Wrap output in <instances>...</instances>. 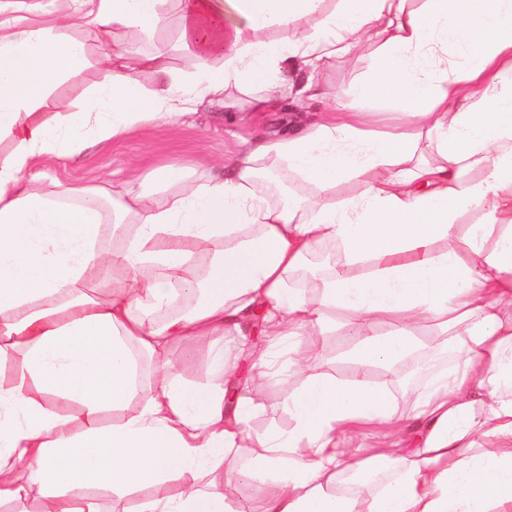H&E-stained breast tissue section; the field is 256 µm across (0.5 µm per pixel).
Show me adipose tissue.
<instances>
[{
  "label": "adipose tissue",
  "mask_w": 512,
  "mask_h": 512,
  "mask_svg": "<svg viewBox=\"0 0 512 512\" xmlns=\"http://www.w3.org/2000/svg\"><path fill=\"white\" fill-rule=\"evenodd\" d=\"M82 2L56 27L0 29V136L11 143L0 154V361L16 365L0 383V505L32 499L40 512H100L68 490L176 475L181 491L139 512H232L226 488L238 481L266 486L259 512H512V92L485 81L512 71V0H423L416 9L342 0L329 14L325 0H177L181 38L199 64L183 86L165 54L109 48L122 27L153 36L166 0ZM314 14L324 17L319 38L286 46L257 37ZM83 24L108 48L112 81L46 116V90L86 61V43L66 33ZM372 26V74L350 92L360 110L315 86L313 96L332 103L328 119L258 142L228 175L197 183L168 168L179 190L163 199L127 181L122 207L133 221L111 253L101 250L111 224L104 194L32 173L38 160L74 158L161 120L188 95H222L240 73L266 84L316 70L361 49ZM452 40L465 54L453 75ZM218 54L220 73L205 65ZM140 71L154 76L152 91L141 89ZM375 104L403 110V130L376 136ZM273 156L315 187L310 199L269 201L258 177ZM346 182L361 192L337 198ZM469 209L484 222L461 227ZM324 243L338 245L341 259L310 299L287 281ZM208 247L215 266L193 268ZM93 286L110 289V300L89 297ZM177 296L190 311H172ZM340 311L358 338L347 381L315 371L313 335ZM421 323L447 335L459 359L418 400L414 448L337 447V432L399 424L392 394L369 376L421 350ZM257 330L292 345L288 372L299 384L282 406L288 431H248L249 385L228 410L224 385L237 369L221 349L211 387L178 384L162 366L139 384L132 346L158 357L199 332ZM135 399V415L102 425L104 411ZM244 445L246 468L223 465Z\"/></svg>",
  "instance_id": "1"
}]
</instances>
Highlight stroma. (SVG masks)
I'll return each instance as SVG.
<instances>
[{"mask_svg":"<svg viewBox=\"0 0 512 512\" xmlns=\"http://www.w3.org/2000/svg\"><path fill=\"white\" fill-rule=\"evenodd\" d=\"M165 11L167 22L152 39H143L133 27L116 30L117 43L133 53L161 52L168 56L176 81H188L193 72L192 53L180 40V14L176 0H168ZM72 35L84 40L89 47L85 65L50 87L45 112L62 111L64 105L83 100L89 89L105 83L110 71L103 60V50L95 40L91 28L75 27ZM379 46L370 40L362 50L336 59L316 72H298L296 85L312 81L326 88L347 90L368 77L370 58ZM261 87L240 80L230 84L223 97L208 96L184 104L181 113L164 120L139 126L123 137L103 143L73 160H58L36 165L42 183L54 180L80 186L97 187L107 183L120 185L130 177H137L142 188L155 196L175 194L176 186L164 182L162 171L169 166L182 168L189 179L201 181L222 174L224 165L249 150L257 141L276 140L307 129L314 121L326 117L328 110L307 95L285 93L272 99L262 111L252 106ZM430 345L421 353L425 364L422 373L409 376L408 364L395 371H375L370 380L387 386L397 399V411L402 417L413 414L416 399L427 381L447 370L455 360L452 346L442 341L428 326L417 329ZM321 350L319 371L339 380H348L353 367L347 352L353 346V337L347 336L343 326L324 332L318 338ZM215 339L211 336H191L172 344L163 362L170 367L177 380L193 388H205L216 382L218 375L212 366ZM293 386L284 376L267 377L260 381L255 396V411L248 422L251 431H285L292 421L281 406ZM182 488L179 477L165 484L133 492L98 491L96 499L101 512H138L141 503L157 495H173Z\"/></svg>","mask_w":512,"mask_h":512,"instance_id":"stroma-1","label":"stroma"}]
</instances>
